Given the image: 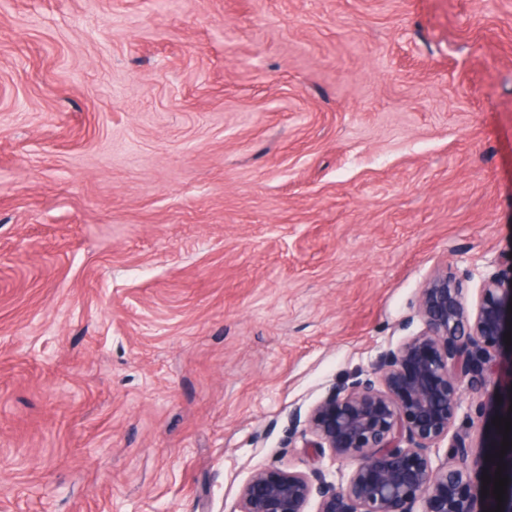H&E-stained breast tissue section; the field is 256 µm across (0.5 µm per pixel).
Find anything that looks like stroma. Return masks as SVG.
<instances>
[{"label":"stroma","instance_id":"35a3bbf8","mask_svg":"<svg viewBox=\"0 0 512 512\" xmlns=\"http://www.w3.org/2000/svg\"><path fill=\"white\" fill-rule=\"evenodd\" d=\"M509 256L512 0H0V512H231Z\"/></svg>","mask_w":512,"mask_h":512}]
</instances>
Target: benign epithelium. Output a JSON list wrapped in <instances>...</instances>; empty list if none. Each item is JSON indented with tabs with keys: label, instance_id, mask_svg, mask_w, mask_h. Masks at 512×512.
Listing matches in <instances>:
<instances>
[{
	"label": "benign epithelium",
	"instance_id": "7a95c632",
	"mask_svg": "<svg viewBox=\"0 0 512 512\" xmlns=\"http://www.w3.org/2000/svg\"><path fill=\"white\" fill-rule=\"evenodd\" d=\"M474 306L446 271L421 289L420 329L382 351L370 372L333 384L306 414L304 447L319 463L308 472L260 469L231 512H477L468 466L451 467L439 448L468 457L465 440L448 437L464 395L490 383L489 365L504 332L512 333V261L479 273ZM336 470L324 466V460Z\"/></svg>",
	"mask_w": 512,
	"mask_h": 512
}]
</instances>
